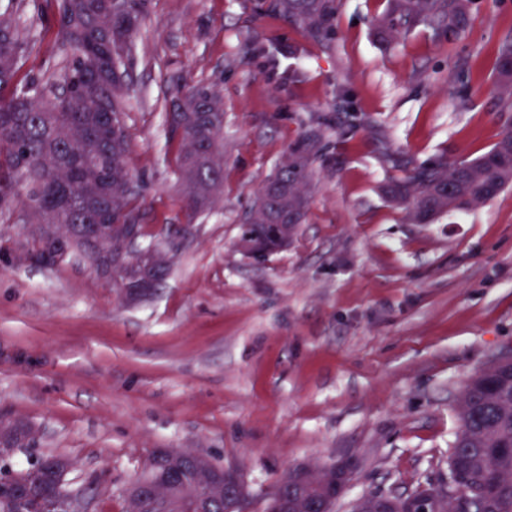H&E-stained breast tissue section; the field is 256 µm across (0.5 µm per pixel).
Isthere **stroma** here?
Listing matches in <instances>:
<instances>
[{
    "instance_id": "35a3bbf8",
    "label": "stroma",
    "mask_w": 512,
    "mask_h": 512,
    "mask_svg": "<svg viewBox=\"0 0 512 512\" xmlns=\"http://www.w3.org/2000/svg\"><path fill=\"white\" fill-rule=\"evenodd\" d=\"M329 42L273 0H150L124 104L129 208L143 245L192 225L169 277L125 299L85 261L0 262V417L36 431L10 459L75 462L81 512H123L155 449L234 471L244 512H266L288 470L358 468L335 512L371 493H411L448 474L456 402L512 352V186L414 224L386 201L385 153L477 158L512 110L492 94L512 0H473L461 39L418 28L384 40L388 0H337ZM31 48L19 81L57 55L42 0H25ZM224 111L218 201L190 214L166 123L183 84ZM323 125L306 218L263 259L240 248L257 193L291 146Z\"/></svg>"
}]
</instances>
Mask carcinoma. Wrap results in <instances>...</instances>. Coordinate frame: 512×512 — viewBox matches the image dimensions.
Returning <instances> with one entry per match:
<instances>
[{"instance_id":"1","label":"carcinoma","mask_w":512,"mask_h":512,"mask_svg":"<svg viewBox=\"0 0 512 512\" xmlns=\"http://www.w3.org/2000/svg\"><path fill=\"white\" fill-rule=\"evenodd\" d=\"M53 9L62 64L17 81L28 34L13 15L0 13V214L29 224H59L74 235L78 252L89 248L98 214L131 224L128 210L138 185L128 167L123 102L130 90L129 58L148 12V0H47ZM472 0H392L382 18L394 39L422 27L452 38L466 26ZM277 11L311 37L327 40L336 0H275ZM495 90L512 101V40L497 50ZM179 138L178 171L188 208H212L223 180L224 112L215 90L178 92L167 113ZM323 131L313 130L263 185L243 231L259 249L283 248L278 225L303 222ZM512 185V128L474 160L437 158L413 166L384 187L388 201L414 224L493 200ZM459 429L448 469L464 488L448 512H512V383L493 390L478 374L457 403ZM32 502L12 484L0 488V512H28Z\"/></svg>"}]
</instances>
